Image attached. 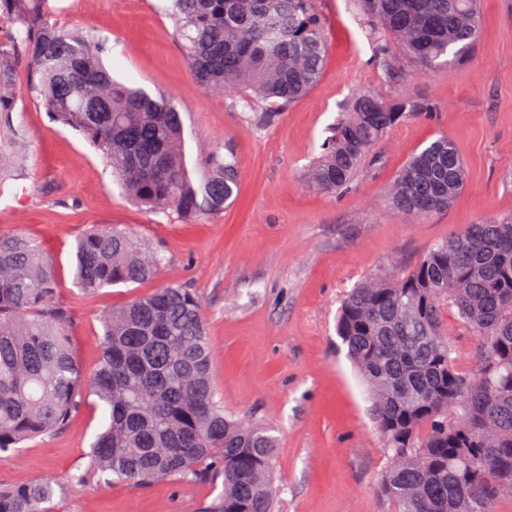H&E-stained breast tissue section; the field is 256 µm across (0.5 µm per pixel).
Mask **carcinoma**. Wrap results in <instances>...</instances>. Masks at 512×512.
<instances>
[{
  "mask_svg": "<svg viewBox=\"0 0 512 512\" xmlns=\"http://www.w3.org/2000/svg\"><path fill=\"white\" fill-rule=\"evenodd\" d=\"M370 28L390 35L426 69L467 60L480 37L477 0H360ZM49 0H0V192L24 134L13 112L26 93L81 134L136 204L192 222L237 195L232 152L187 160L175 103L132 88L103 60L105 40L50 21ZM314 0H171L170 16L197 87L241 90L257 126L317 83L328 46ZM30 72L21 90L20 67ZM271 108L258 111L254 99ZM432 111L428 102L356 98L307 169L309 186L344 191L370 148L391 128ZM467 179L456 144L440 137L416 153L390 189L392 205L425 219L448 209ZM74 281L86 295L156 277L160 259L112 227L73 248ZM55 266L39 242L0 234V456L63 428L86 403L104 423L78 480L135 486L173 479L222 486L199 512H274L277 440L224 413L200 300L164 286L110 311L101 361L90 378L58 297ZM455 311L475 338L461 367L444 323ZM337 333L374 393L389 465L380 493L396 512H491L512 497V218L473 224L434 243L402 274L382 273L344 298ZM50 479L0 486V512H57Z\"/></svg>",
  "mask_w": 512,
  "mask_h": 512,
  "instance_id": "carcinoma-1",
  "label": "carcinoma"
}]
</instances>
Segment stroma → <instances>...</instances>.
<instances>
[{"instance_id":"1","label":"stroma","mask_w":512,"mask_h":512,"mask_svg":"<svg viewBox=\"0 0 512 512\" xmlns=\"http://www.w3.org/2000/svg\"><path fill=\"white\" fill-rule=\"evenodd\" d=\"M50 0L51 20L108 39L104 61L131 86L172 98L195 160L231 148L240 180L234 204L194 224L129 201L102 156L52 122L36 99L14 115L28 136L21 176L0 195V233L41 242L58 270L59 297L84 375L101 355V318L152 290L178 285L206 312L212 378L226 412L274 428L278 512H394L379 492L387 463L366 388L336 334L341 301L363 278L414 266L437 240L512 216V0H480L482 27L471 58L432 72L372 33L352 0H316L328 55L302 100L255 128L238 92L199 89L166 0ZM430 100L427 116L388 131L352 186L329 194L305 169L352 100ZM458 146L467 181L448 210L428 219L399 213L389 186L415 153L440 136ZM97 226L133 232L163 259L159 276L81 294L73 284L76 238ZM101 412L85 405L57 434L0 457V484L44 476L62 489L61 512H194L209 485L159 480L146 486L80 485Z\"/></svg>"}]
</instances>
